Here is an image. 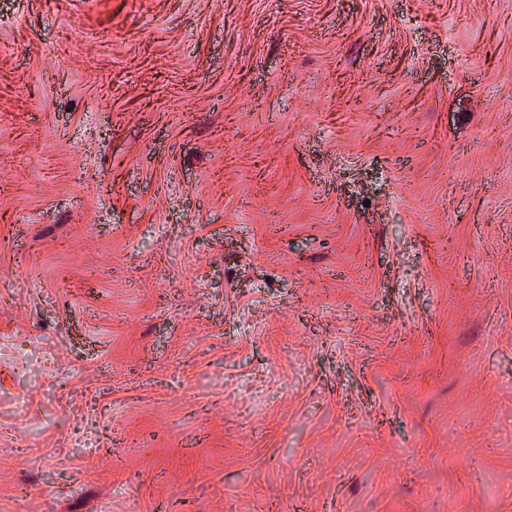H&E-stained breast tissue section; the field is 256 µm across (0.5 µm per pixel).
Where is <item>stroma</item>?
<instances>
[{
	"label": "stroma",
	"mask_w": 512,
	"mask_h": 512,
	"mask_svg": "<svg viewBox=\"0 0 512 512\" xmlns=\"http://www.w3.org/2000/svg\"><path fill=\"white\" fill-rule=\"evenodd\" d=\"M0 512H512V0H0Z\"/></svg>",
	"instance_id": "obj_1"
}]
</instances>
